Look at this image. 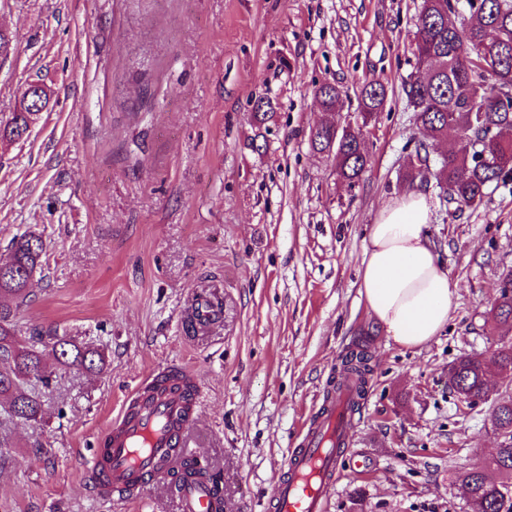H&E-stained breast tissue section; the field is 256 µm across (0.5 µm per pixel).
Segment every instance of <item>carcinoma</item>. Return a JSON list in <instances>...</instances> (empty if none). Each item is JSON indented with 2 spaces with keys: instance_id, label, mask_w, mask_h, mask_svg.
<instances>
[{
  "instance_id": "obj_1",
  "label": "carcinoma",
  "mask_w": 512,
  "mask_h": 512,
  "mask_svg": "<svg viewBox=\"0 0 512 512\" xmlns=\"http://www.w3.org/2000/svg\"><path fill=\"white\" fill-rule=\"evenodd\" d=\"M470 13L465 20L463 11ZM413 56L425 77L404 84L403 91L415 112L423 139L417 141L405 178H421L420 168L431 167V176L442 190V200L461 211L479 204L492 183L512 176V0H423L417 18ZM324 111H335L340 90L324 82L315 86ZM385 85L366 81L359 94L362 124L382 111ZM272 104L263 98L252 104L251 116L262 125L272 117ZM40 113L25 105L0 120V140L14 141L30 131ZM454 133L456 147L438 157L434 145ZM313 148L336 158L337 175L356 182L370 157L359 129L340 131L322 120L310 133ZM486 159H479L480 154ZM44 244L35 234L15 237L8 257L0 259V399L7 403L3 419L37 423L43 419V395L53 374L44 355L57 367L100 371L105 357L94 348L57 332H37L28 339L17 336L14 318L28 297L30 278L42 266ZM494 327H512V274L503 276L498 296L488 313ZM372 352L361 341L342 357L336 390L351 386L365 398L371 373ZM512 375V339L500 343L495 360L487 364L477 356H464L454 366L451 385L472 406L485 400L489 367ZM497 426L509 444L480 469L464 472L462 497L479 512H512V394L492 408Z\"/></svg>"
}]
</instances>
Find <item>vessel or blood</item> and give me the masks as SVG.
<instances>
[{
	"label": "vessel or blood",
	"mask_w": 512,
	"mask_h": 512,
	"mask_svg": "<svg viewBox=\"0 0 512 512\" xmlns=\"http://www.w3.org/2000/svg\"><path fill=\"white\" fill-rule=\"evenodd\" d=\"M222 304L217 294H200L194 309L196 326L217 325ZM353 397V392H344L306 428L287 476L274 485L273 512H326L343 457L338 442L351 426L345 409ZM196 405V379L188 369L162 371L146 379L98 440L92 467L97 492L130 498L162 474L180 472L190 456L186 440ZM176 494L181 512H225L224 498L215 494L211 484L182 480Z\"/></svg>",
	"instance_id": "1"
}]
</instances>
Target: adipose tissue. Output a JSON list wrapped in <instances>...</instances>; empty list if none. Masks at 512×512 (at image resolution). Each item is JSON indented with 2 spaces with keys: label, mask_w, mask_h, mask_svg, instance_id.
Here are the masks:
<instances>
[{
  "label": "adipose tissue",
  "mask_w": 512,
  "mask_h": 512,
  "mask_svg": "<svg viewBox=\"0 0 512 512\" xmlns=\"http://www.w3.org/2000/svg\"><path fill=\"white\" fill-rule=\"evenodd\" d=\"M430 205L419 193L385 205L372 224L361 267L371 318L395 344L421 347L440 334L457 288L439 262L427 229Z\"/></svg>",
  "instance_id": "adipose-tissue-1"
}]
</instances>
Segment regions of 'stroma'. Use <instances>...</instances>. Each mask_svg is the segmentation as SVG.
<instances>
[{
	"label": "stroma",
	"instance_id": "obj_1",
	"mask_svg": "<svg viewBox=\"0 0 512 512\" xmlns=\"http://www.w3.org/2000/svg\"><path fill=\"white\" fill-rule=\"evenodd\" d=\"M423 0H0L13 44L0 62V117L23 89L51 99L23 139L0 143V256L28 231L43 268L16 312L20 338L54 329L102 350L103 371L60 370L41 423L4 422L0 512H178L170 479L136 501L97 497L93 452L149 375L191 366L199 385L194 459L216 473L231 512H267L297 434L345 352L369 338V390L352 422L328 512H470L462 471L504 438L489 414L503 391L460 401L448 367L490 355L487 323L512 269V178L461 211L436 183L429 240L457 285L439 336L388 339L360 294L379 210L407 187L420 136L403 92ZM387 88L360 179L339 180L314 151V87L341 91L356 124L364 79ZM271 101L257 133L251 105ZM216 286L222 323H190L194 293Z\"/></svg>",
	"mask_w": 512,
	"mask_h": 512
}]
</instances>
